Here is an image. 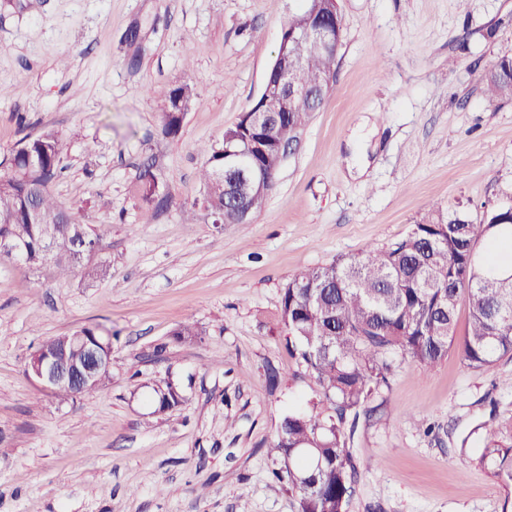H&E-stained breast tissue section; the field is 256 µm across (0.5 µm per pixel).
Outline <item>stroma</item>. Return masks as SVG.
<instances>
[{
  "mask_svg": "<svg viewBox=\"0 0 512 512\" xmlns=\"http://www.w3.org/2000/svg\"><path fill=\"white\" fill-rule=\"evenodd\" d=\"M301 0H0V160L25 135L68 143L51 191L102 235L112 276L0 263V512H296L271 475L282 415L321 396L278 317L305 268L405 238L428 205L479 221L512 205V101L480 76L512 55V0H339L332 91L264 207L218 224L202 150L260 96ZM195 98L177 136L170 88ZM151 165L158 205L141 196ZM195 323L201 341L172 333ZM112 333V380L58 403L26 375L37 343ZM187 401L156 412V380ZM512 431V359H395L348 446V512H512L474 428ZM195 96L194 87L190 82H183L172 88L163 106V130L168 136H176L181 129L184 114ZM185 112H182L184 111Z\"/></svg>",
  "mask_w": 512,
  "mask_h": 512,
  "instance_id": "1",
  "label": "stroma"
}]
</instances>
